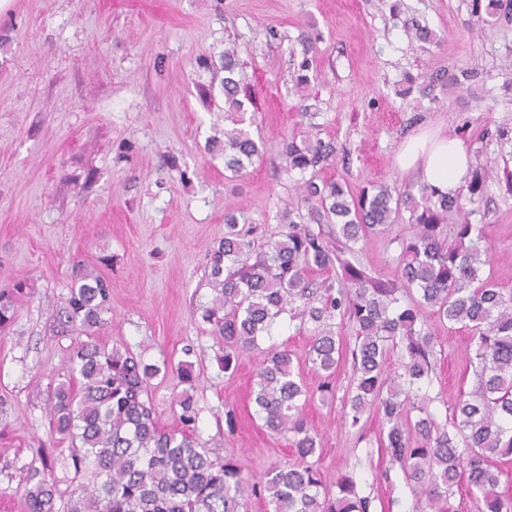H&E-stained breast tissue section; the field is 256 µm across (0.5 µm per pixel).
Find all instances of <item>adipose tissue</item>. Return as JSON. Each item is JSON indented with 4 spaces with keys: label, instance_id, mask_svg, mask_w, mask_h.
I'll list each match as a JSON object with an SVG mask.
<instances>
[{
    "label": "adipose tissue",
    "instance_id": "1",
    "mask_svg": "<svg viewBox=\"0 0 512 512\" xmlns=\"http://www.w3.org/2000/svg\"><path fill=\"white\" fill-rule=\"evenodd\" d=\"M471 163L463 142L438 130L410 137L397 156L401 169L416 171L422 183L451 196L462 189Z\"/></svg>",
    "mask_w": 512,
    "mask_h": 512
}]
</instances>
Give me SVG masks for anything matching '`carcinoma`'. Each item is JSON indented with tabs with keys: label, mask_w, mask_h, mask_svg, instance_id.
Wrapping results in <instances>:
<instances>
[{
	"label": "carcinoma",
	"mask_w": 512,
	"mask_h": 512,
	"mask_svg": "<svg viewBox=\"0 0 512 512\" xmlns=\"http://www.w3.org/2000/svg\"><path fill=\"white\" fill-rule=\"evenodd\" d=\"M241 47H224V169L241 177L267 151L261 137L243 125L256 108L251 87L237 78ZM336 145L321 138L285 142L286 171L305 175L299 189L307 214L284 209L287 231L255 245L252 230L240 218L224 215V238L211 250L214 296L202 319L214 326L224 344V371L270 333L276 319L289 311L312 329L311 367L330 377L343 357L327 322L340 316L354 328L350 350L353 387L351 425L374 410L387 429V449L399 465L417 508L444 512L454 489L466 486L477 512H512V495L498 491L502 470L497 462L512 456V292L488 277L490 240L487 225L470 217L491 175L472 172L469 197H448L422 185L378 183L355 194L319 172L336 161ZM409 213L411 233L400 242L397 281L372 276L342 257L311 225L334 224L345 250L369 236L388 233L402 213ZM454 223H448L449 218ZM342 267L338 283L313 282L310 270ZM18 281L0 291V329L14 319V303L26 295ZM419 297L401 304V296ZM110 284L101 275L79 268L73 274L64 306L57 309L62 326L85 336L105 324ZM468 330L472 389L461 395L439 423L421 394L429 381L435 342L427 315ZM401 351L400 370L390 373V353ZM82 384L75 391L61 383L53 393L54 431L70 443L75 473L90 476L70 512H246L248 492L256 490L231 458L213 459L197 433L199 409L186 393L178 401L183 430L163 431L155 419L150 380L159 372L130 351L81 341L70 358ZM303 389L286 350L269 352L256 373L254 403L265 426L292 434L299 462L264 474L271 512H373V500L356 491L352 478L341 476L329 491L308 457L317 439L301 414ZM28 512H56L55 484L40 479L26 493Z\"/></svg>",
	"instance_id": "cac0c4a2"
}]
</instances>
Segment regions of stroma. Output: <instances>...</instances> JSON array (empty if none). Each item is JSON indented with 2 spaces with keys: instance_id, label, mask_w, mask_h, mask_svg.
Returning <instances> with one entry per match:
<instances>
[{
  "instance_id": "1",
  "label": "stroma",
  "mask_w": 512,
  "mask_h": 512,
  "mask_svg": "<svg viewBox=\"0 0 512 512\" xmlns=\"http://www.w3.org/2000/svg\"><path fill=\"white\" fill-rule=\"evenodd\" d=\"M488 0H10L0 13V289L27 281L16 319L0 333V512H27L25 486L53 464L58 512L85 478L52 428L53 391L79 385L69 369L78 342L55 314L75 264L112 285L94 340L148 363H172L151 381L156 419L180 429L178 396L191 390L198 431L212 457L237 461L250 481L297 463L291 436L272 433L252 400L271 348L288 350L315 396L303 408L319 433L313 457L325 482L351 477L374 512H416L406 479L380 441L381 420L349 427L352 361L331 391L306 354L312 333L282 314L257 350L225 372L224 346L201 319L212 297L209 254L224 236V211L249 218L256 240L279 235L284 207H299V173H286L284 141H334L345 163L323 170L352 191L413 183L396 155L412 134L440 128L464 140L472 164L492 175L472 223L489 227L484 274L512 291V0L482 24ZM434 42L413 39L415 28ZM248 45L240 76L257 91L256 122L268 144L246 174L230 178L208 150L224 132V45ZM310 86L295 90L303 58ZM447 84L428 86L438 71ZM312 108L314 118L304 117ZM407 222L359 243L372 275L398 279ZM430 409L468 391L470 338L432 321ZM189 361L186 387L175 363ZM234 423H226V410Z\"/></svg>"
}]
</instances>
